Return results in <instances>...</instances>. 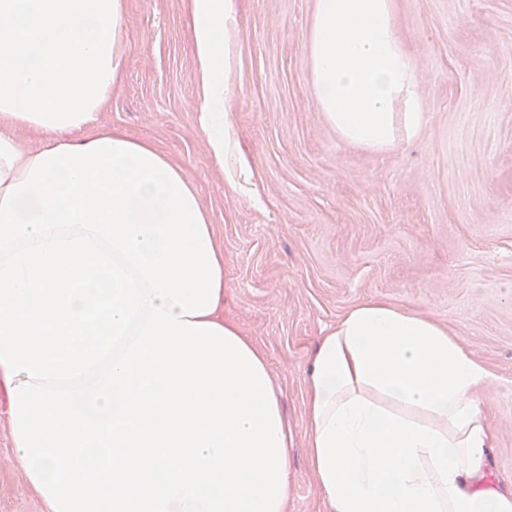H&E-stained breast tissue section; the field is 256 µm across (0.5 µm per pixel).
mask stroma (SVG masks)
Segmentation results:
<instances>
[{"label": "stroma", "instance_id": "35a3bbf8", "mask_svg": "<svg viewBox=\"0 0 512 512\" xmlns=\"http://www.w3.org/2000/svg\"><path fill=\"white\" fill-rule=\"evenodd\" d=\"M129 66L104 125L153 142L209 211L224 315L267 360L289 438L288 512H328L307 450L304 366L370 299L431 317L480 360L491 481L512 490V0H394L428 123L384 153L343 141L311 93L315 0H240L229 110L250 168L230 178L196 126L186 0H127ZM0 390V512H44Z\"/></svg>", "mask_w": 512, "mask_h": 512}]
</instances>
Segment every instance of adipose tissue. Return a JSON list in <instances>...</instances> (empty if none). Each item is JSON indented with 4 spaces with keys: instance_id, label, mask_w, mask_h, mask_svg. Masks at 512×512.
<instances>
[{
    "instance_id": "obj_1",
    "label": "adipose tissue",
    "mask_w": 512,
    "mask_h": 512,
    "mask_svg": "<svg viewBox=\"0 0 512 512\" xmlns=\"http://www.w3.org/2000/svg\"><path fill=\"white\" fill-rule=\"evenodd\" d=\"M197 115L242 164L227 92L238 0H187ZM127 0H0V389L47 512H287V438L265 356L224 316L211 219L153 143L94 126L122 82ZM312 94L351 146L427 123L392 0H316ZM42 140L38 150L20 136ZM490 378L447 328L380 300L304 369L330 512H512L489 478Z\"/></svg>"
}]
</instances>
